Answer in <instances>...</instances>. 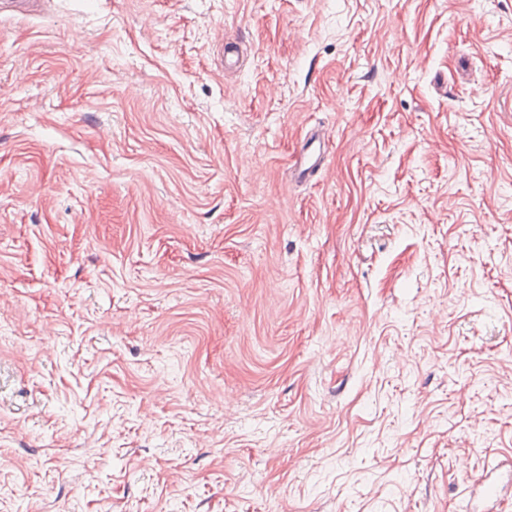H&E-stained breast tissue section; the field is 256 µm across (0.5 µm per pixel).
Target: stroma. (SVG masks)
<instances>
[{
	"mask_svg": "<svg viewBox=\"0 0 512 512\" xmlns=\"http://www.w3.org/2000/svg\"><path fill=\"white\" fill-rule=\"evenodd\" d=\"M511 461L512 0L0 11V512H461Z\"/></svg>",
	"mask_w": 512,
	"mask_h": 512,
	"instance_id": "35a3bbf8",
	"label": "stroma"
}]
</instances>
